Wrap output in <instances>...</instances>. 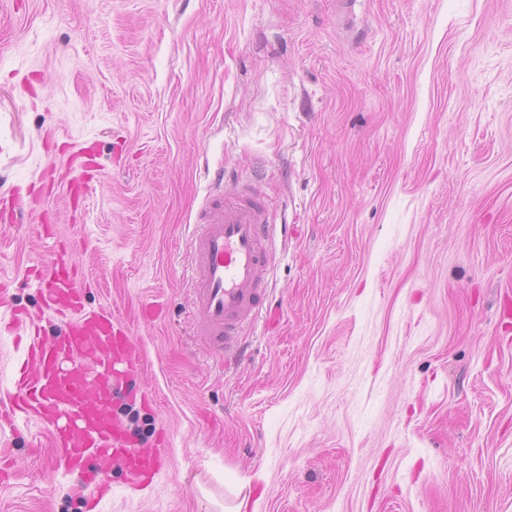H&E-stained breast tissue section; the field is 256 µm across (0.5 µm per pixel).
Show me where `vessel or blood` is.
Segmentation results:
<instances>
[{"label": "vessel or blood", "instance_id": "1", "mask_svg": "<svg viewBox=\"0 0 512 512\" xmlns=\"http://www.w3.org/2000/svg\"><path fill=\"white\" fill-rule=\"evenodd\" d=\"M224 188L216 172L213 191L197 212L194 261L187 275L199 330L214 351L241 360L246 325L257 321L266 302L269 247L277 231L271 209L251 194L261 182ZM43 315L59 319V335H42L34 320L14 313L25 331V353L8 389L0 391V422L16 428L34 421L52 434L54 466L73 480L86 512H97L121 471L125 487L137 490L166 466L165 431L147 445L125 428L113 402L146 398L133 381L143 356L129 328L106 309L85 305L86 285L70 250L57 252L35 283Z\"/></svg>", "mask_w": 512, "mask_h": 512}]
</instances>
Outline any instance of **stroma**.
Wrapping results in <instances>:
<instances>
[{
	"mask_svg": "<svg viewBox=\"0 0 512 512\" xmlns=\"http://www.w3.org/2000/svg\"><path fill=\"white\" fill-rule=\"evenodd\" d=\"M259 160L290 230L226 362L184 270L214 171ZM8 194L0 319L70 246L145 352L115 411L170 464L103 512H512V0H0ZM55 453L30 423L0 512H84Z\"/></svg>",
	"mask_w": 512,
	"mask_h": 512,
	"instance_id": "35a3bbf8",
	"label": "stroma"
}]
</instances>
